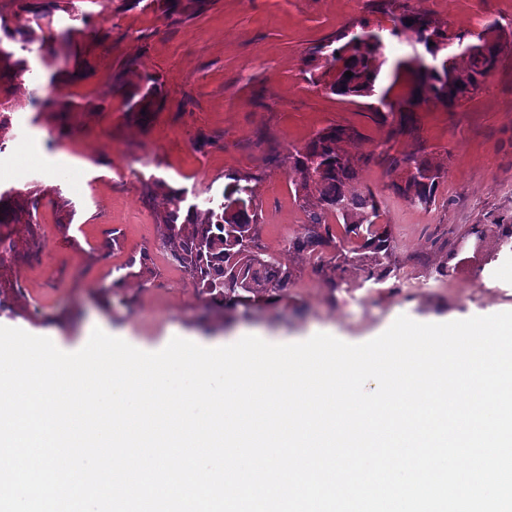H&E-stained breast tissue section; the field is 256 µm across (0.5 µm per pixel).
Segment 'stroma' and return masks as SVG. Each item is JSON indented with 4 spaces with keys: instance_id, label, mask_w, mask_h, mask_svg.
Segmentation results:
<instances>
[{
    "instance_id": "1",
    "label": "stroma",
    "mask_w": 512,
    "mask_h": 512,
    "mask_svg": "<svg viewBox=\"0 0 512 512\" xmlns=\"http://www.w3.org/2000/svg\"><path fill=\"white\" fill-rule=\"evenodd\" d=\"M398 2L452 32L476 34L493 20L512 28V0ZM72 4L92 11L97 40L86 42L69 14L56 12L53 32L72 31L56 44L64 71L53 75L29 53L30 71L0 131V188L38 200L40 237L34 254L25 225L0 224L17 244L0 268V326L48 337L65 352L81 349L92 327L158 351L174 334L210 348L247 335L280 344L332 332L355 342L401 315L426 323L512 311V252L499 248L496 234L476 230L512 215V49L449 109L424 92L411 100L410 79L392 83L393 60L409 51L398 45L381 71L397 111L383 119L377 97L331 94L311 83L305 66L309 50L344 27H391V15L369 0H205L173 16L128 9L124 0ZM130 60L157 79L163 97L142 120L112 92ZM46 96L68 101L70 111L39 110ZM401 123L407 134H396ZM331 126L358 131L344 148L360 159L357 186L379 196L393 236L399 275L376 289L359 269L349 270L348 286L330 288L328 273L288 250L307 221L290 154ZM384 144L393 155L414 152L444 167L434 205L416 207L391 191L401 174L380 157ZM228 173L257 176L262 241L298 277L251 305L216 307L158 250L168 201L147 197L143 185L159 179L203 203L221 194ZM144 254L150 273L124 278L125 264Z\"/></svg>"
}]
</instances>
